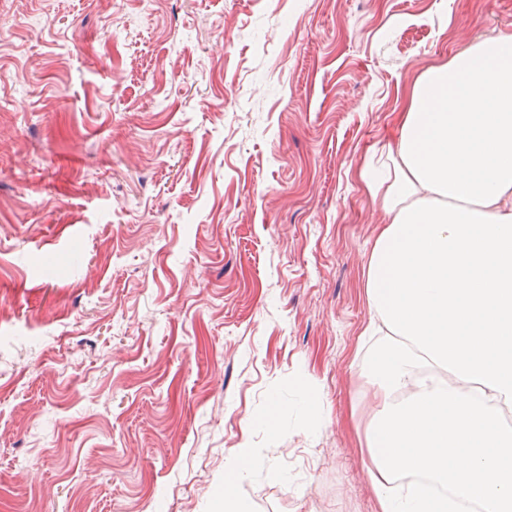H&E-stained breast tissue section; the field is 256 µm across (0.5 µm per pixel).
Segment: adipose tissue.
Returning a JSON list of instances; mask_svg holds the SVG:
<instances>
[{"label": "adipose tissue", "instance_id": "1", "mask_svg": "<svg viewBox=\"0 0 512 512\" xmlns=\"http://www.w3.org/2000/svg\"><path fill=\"white\" fill-rule=\"evenodd\" d=\"M360 178L381 512H512V29L424 72Z\"/></svg>", "mask_w": 512, "mask_h": 512}]
</instances>
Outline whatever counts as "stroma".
Wrapping results in <instances>:
<instances>
[{
    "label": "stroma",
    "mask_w": 512,
    "mask_h": 512,
    "mask_svg": "<svg viewBox=\"0 0 512 512\" xmlns=\"http://www.w3.org/2000/svg\"><path fill=\"white\" fill-rule=\"evenodd\" d=\"M512 0H0V512H381L359 178Z\"/></svg>",
    "instance_id": "1"
}]
</instances>
